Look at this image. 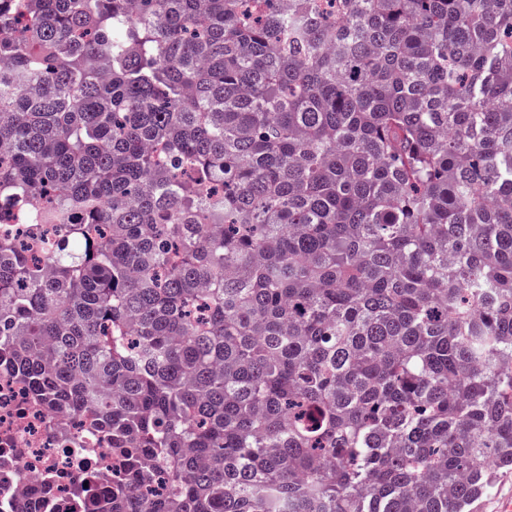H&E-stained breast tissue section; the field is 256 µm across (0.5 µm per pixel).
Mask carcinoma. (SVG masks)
Masks as SVG:
<instances>
[{"mask_svg": "<svg viewBox=\"0 0 512 512\" xmlns=\"http://www.w3.org/2000/svg\"><path fill=\"white\" fill-rule=\"evenodd\" d=\"M0 371L81 512H467L512 469V0H0Z\"/></svg>", "mask_w": 512, "mask_h": 512, "instance_id": "1", "label": "carcinoma"}]
</instances>
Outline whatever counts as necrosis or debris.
Wrapping results in <instances>:
<instances>
[{"mask_svg":"<svg viewBox=\"0 0 512 512\" xmlns=\"http://www.w3.org/2000/svg\"><path fill=\"white\" fill-rule=\"evenodd\" d=\"M63 427L81 430L74 417L34 403L0 375V512H71L75 485L98 488L122 470L102 439L88 436L74 448L61 439Z\"/></svg>","mask_w":512,"mask_h":512,"instance_id":"necrosis-or-debris-1","label":"necrosis or debris"}]
</instances>
